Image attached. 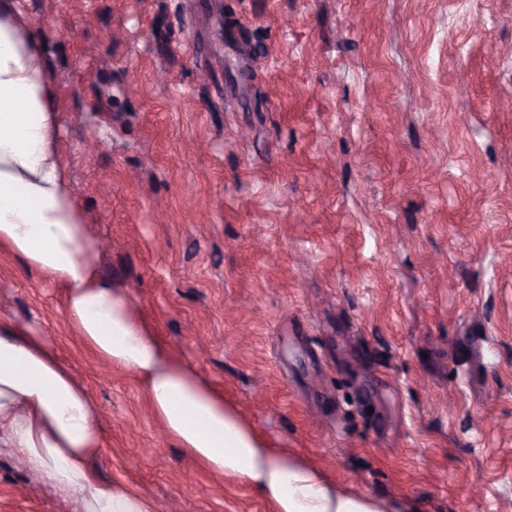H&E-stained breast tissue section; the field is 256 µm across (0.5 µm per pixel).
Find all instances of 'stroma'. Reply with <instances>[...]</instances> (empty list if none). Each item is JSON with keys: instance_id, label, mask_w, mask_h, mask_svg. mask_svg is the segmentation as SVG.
<instances>
[{"instance_id": "35a3bbf8", "label": "stroma", "mask_w": 512, "mask_h": 512, "mask_svg": "<svg viewBox=\"0 0 512 512\" xmlns=\"http://www.w3.org/2000/svg\"><path fill=\"white\" fill-rule=\"evenodd\" d=\"M24 4L100 272L157 336L340 491L512 512V0ZM0 321L86 389L101 475L156 512H269L2 251ZM0 512L72 504L0 448Z\"/></svg>"}]
</instances>
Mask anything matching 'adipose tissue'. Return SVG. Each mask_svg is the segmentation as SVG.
Masks as SVG:
<instances>
[{
	"label": "adipose tissue",
	"instance_id": "ef3b65f1",
	"mask_svg": "<svg viewBox=\"0 0 512 512\" xmlns=\"http://www.w3.org/2000/svg\"><path fill=\"white\" fill-rule=\"evenodd\" d=\"M43 39L20 0H0V246L64 290V311L103 362L132 373L166 434L212 474L254 488L272 512H384L288 452L264 445L235 408L156 336L101 275L59 144ZM97 410L43 337L0 323V447L11 449L76 512H155L104 478Z\"/></svg>",
	"mask_w": 512,
	"mask_h": 512
}]
</instances>
